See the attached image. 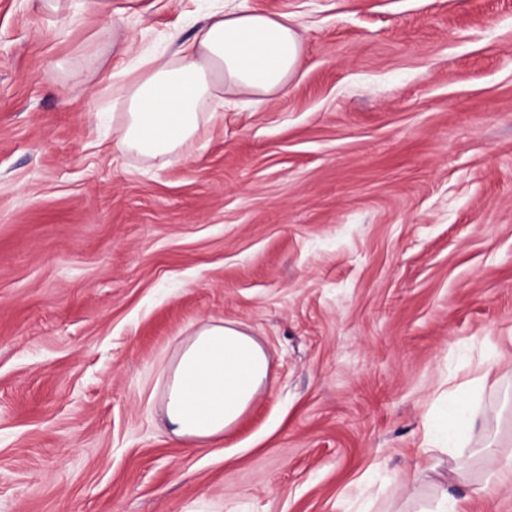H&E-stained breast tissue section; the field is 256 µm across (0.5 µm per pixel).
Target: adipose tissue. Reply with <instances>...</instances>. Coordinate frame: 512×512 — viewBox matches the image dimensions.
I'll list each match as a JSON object with an SVG mask.
<instances>
[{
  "label": "adipose tissue",
  "instance_id": "ef3b65f1",
  "mask_svg": "<svg viewBox=\"0 0 512 512\" xmlns=\"http://www.w3.org/2000/svg\"><path fill=\"white\" fill-rule=\"evenodd\" d=\"M302 25L244 8L210 12L171 58L140 54L119 88L123 122L116 144L146 157L185 151L219 107V92L259 98L284 92L302 65ZM270 377L267 354L245 330L207 320L183 340L168 369L162 415L170 434L206 445L223 438ZM477 417L471 397L449 394L425 430L427 442L465 447Z\"/></svg>",
  "mask_w": 512,
  "mask_h": 512
}]
</instances>
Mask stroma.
Instances as JSON below:
<instances>
[{
	"label": "stroma",
	"mask_w": 512,
	"mask_h": 512,
	"mask_svg": "<svg viewBox=\"0 0 512 512\" xmlns=\"http://www.w3.org/2000/svg\"><path fill=\"white\" fill-rule=\"evenodd\" d=\"M234 4L295 16L303 68L149 158L112 85L205 0H0V512H512L478 453L512 457V0ZM205 318L271 381L199 449L161 404ZM476 377L454 477L425 423Z\"/></svg>",
	"instance_id": "1"
}]
</instances>
